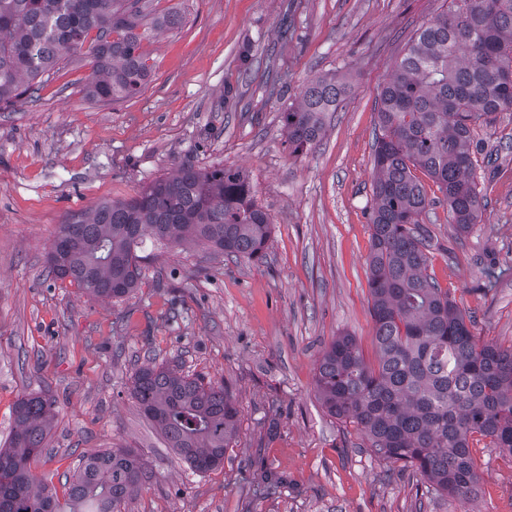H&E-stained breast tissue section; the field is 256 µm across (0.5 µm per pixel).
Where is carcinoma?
<instances>
[{"label":"carcinoma","mask_w":512,"mask_h":512,"mask_svg":"<svg viewBox=\"0 0 512 512\" xmlns=\"http://www.w3.org/2000/svg\"><path fill=\"white\" fill-rule=\"evenodd\" d=\"M152 0H0V103L39 98L64 61L88 47L87 97L115 102L138 94L152 66L143 43L180 24L150 14ZM345 84L318 77L283 113L288 146L299 153L321 138ZM512 110V0H451L406 44L377 103L372 234L368 256L378 368L352 336L323 353L316 377L322 405L349 421L372 452L418 471L434 490L463 502L481 473L471 441L512 454V349L474 334L465 315L427 273L431 200L419 170L442 192L465 232L485 206L474 179V130ZM268 214L247 175L224 165L180 164L127 200L103 201L60 225L50 273L98 298L120 299L142 275L146 242L196 244L249 260L266 256ZM131 394L196 472L224 463L239 412L219 382L149 363ZM52 401L21 397L14 432L0 448V512H122L151 478L142 456L116 448L80 462L65 501L30 473L44 450Z\"/></svg>","instance_id":"obj_1"}]
</instances>
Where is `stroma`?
Returning a JSON list of instances; mask_svg holds the SVG:
<instances>
[{
    "mask_svg": "<svg viewBox=\"0 0 512 512\" xmlns=\"http://www.w3.org/2000/svg\"><path fill=\"white\" fill-rule=\"evenodd\" d=\"M447 0H152L181 24L147 50V85L117 103L83 93L76 55L39 101L0 106V447L23 395L54 402L31 473L56 492L78 461L131 448L152 477L122 512H512V454L476 447L470 503L429 491L413 468L375 456L316 388L324 350L354 336L377 361L369 267L373 145L381 86L415 31ZM294 25L283 38V20ZM281 79L268 97L267 73ZM337 76L347 92L309 151L288 148L282 114L304 85ZM500 146L476 167L486 207L458 232L431 179L428 272L482 340L512 348V111L477 128ZM242 170L269 215L258 262L195 244L147 245L142 279L102 300L49 272L65 217L127 199L181 162ZM224 383L239 409L224 462L192 470L131 396L145 359ZM267 466L281 482L257 491Z\"/></svg>",
    "mask_w": 512,
    "mask_h": 512,
    "instance_id": "stroma-1",
    "label": "stroma"
}]
</instances>
